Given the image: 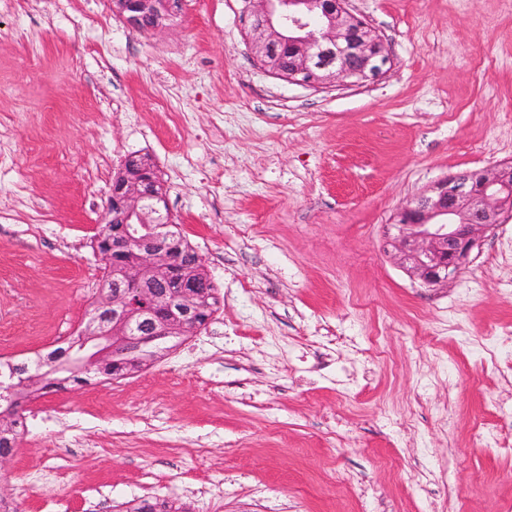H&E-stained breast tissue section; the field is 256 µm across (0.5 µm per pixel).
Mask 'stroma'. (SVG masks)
Segmentation results:
<instances>
[{
  "label": "stroma",
  "mask_w": 512,
  "mask_h": 512,
  "mask_svg": "<svg viewBox=\"0 0 512 512\" xmlns=\"http://www.w3.org/2000/svg\"><path fill=\"white\" fill-rule=\"evenodd\" d=\"M385 73L311 88L253 59L243 0L172 28L108 0H0V358L74 335L112 180L149 155L220 294L150 367L41 396L0 471L18 512H506L512 217L423 288L383 227L450 173L512 160L506 0H349Z\"/></svg>",
  "instance_id": "obj_1"
}]
</instances>
